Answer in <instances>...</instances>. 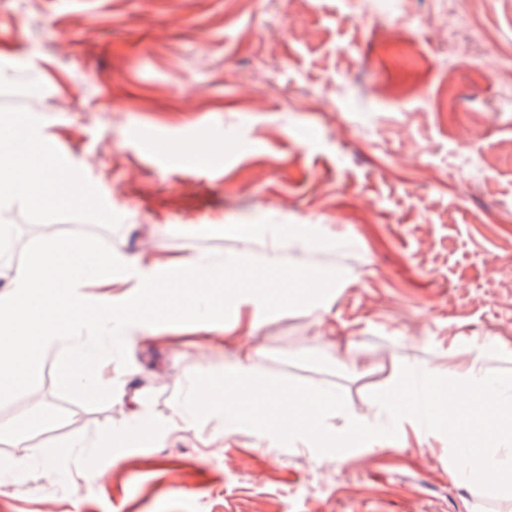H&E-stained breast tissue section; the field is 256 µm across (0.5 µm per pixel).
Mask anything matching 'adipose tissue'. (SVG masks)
I'll use <instances>...</instances> for the list:
<instances>
[{
	"label": "adipose tissue",
	"instance_id": "1",
	"mask_svg": "<svg viewBox=\"0 0 512 512\" xmlns=\"http://www.w3.org/2000/svg\"><path fill=\"white\" fill-rule=\"evenodd\" d=\"M39 134L29 123L0 118V156L7 165L0 167V222H8L14 209H37L49 204L69 206L84 202L75 179L63 178L55 158L42 151ZM66 383L78 396L95 398L109 363L95 345H70ZM338 399L330 392L287 390L262 378L250 352H241L230 368L198 384L179 421H187L223 408L225 413L277 429L291 423L296 437L322 441L328 448L353 445L361 430L357 421L334 435L323 432L322 417L336 409Z\"/></svg>",
	"mask_w": 512,
	"mask_h": 512
}]
</instances>
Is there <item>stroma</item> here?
<instances>
[{
  "instance_id": "1",
  "label": "stroma",
  "mask_w": 512,
  "mask_h": 512,
  "mask_svg": "<svg viewBox=\"0 0 512 512\" xmlns=\"http://www.w3.org/2000/svg\"><path fill=\"white\" fill-rule=\"evenodd\" d=\"M444 6L0 0V116L29 120L92 198L14 210L1 284L47 224L132 261L89 301H126L182 259L275 252L345 274L302 309L130 326L98 407L59 395L63 348H47L37 386L0 404V426H27L23 448L0 433V512H512L415 421L329 456L220 410L171 421L243 346L269 381L336 394L333 432L372 418L404 364L444 377L483 343L486 369L512 373V0H456L442 29ZM134 405L154 436L129 444Z\"/></svg>"
}]
</instances>
